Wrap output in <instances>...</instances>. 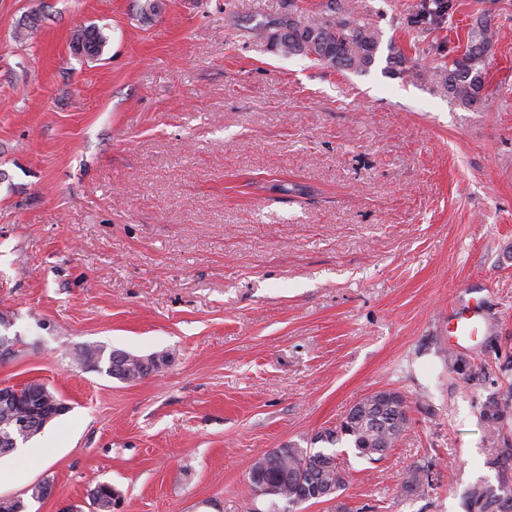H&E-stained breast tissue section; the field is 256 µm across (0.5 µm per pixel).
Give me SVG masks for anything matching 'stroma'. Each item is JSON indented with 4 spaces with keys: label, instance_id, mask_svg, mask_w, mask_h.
<instances>
[{
    "label": "stroma",
    "instance_id": "35a3bbf8",
    "mask_svg": "<svg viewBox=\"0 0 512 512\" xmlns=\"http://www.w3.org/2000/svg\"><path fill=\"white\" fill-rule=\"evenodd\" d=\"M328 2L0 0V335L22 340L0 384L69 406L0 498L89 512L104 482L119 512H270L251 459L377 390L405 397L404 435L373 463L336 445L345 489L295 512H464L489 476L482 411L512 393V0H452L431 29L420 0H355L380 34L363 73L255 32ZM484 12L493 103L466 109L430 74ZM87 26L100 56L71 48ZM471 291L490 329L449 351ZM86 344L172 362L125 383ZM413 467L429 481L399 497Z\"/></svg>",
    "mask_w": 512,
    "mask_h": 512
}]
</instances>
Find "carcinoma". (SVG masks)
Masks as SVG:
<instances>
[{"instance_id":"obj_1","label":"carcinoma","mask_w":512,"mask_h":512,"mask_svg":"<svg viewBox=\"0 0 512 512\" xmlns=\"http://www.w3.org/2000/svg\"><path fill=\"white\" fill-rule=\"evenodd\" d=\"M452 9L451 0H423L412 23L433 25ZM328 16L296 19L287 17L280 28L286 33L275 41L274 33L266 35L267 45L283 55H300L339 71H366L373 65L380 44L379 32L365 19L355 14L348 2L330 0ZM83 40L86 53L98 55L106 44L100 29L85 27L76 33ZM494 38L488 22L481 20L468 35L465 51L434 67L433 79L443 92L464 108L482 109L490 105L492 95L486 90L485 68L487 53ZM90 355L94 367L105 370L112 378L126 382L143 379L171 363L168 352L147 356L134 355L122 349L106 350L100 345H84L77 351L82 358ZM508 404L494 405L484 410L482 417L492 440L486 452V466L495 471V480L479 478L464 492L465 512H512V447L499 446L501 421ZM40 405L34 397H26L15 405L0 406V436L19 439L13 420L20 415L35 416ZM393 407L369 395L358 401L347 413L345 422L320 435L329 445L342 442L354 448L356 455L369 461L383 458L394 447L408 424V418H391ZM249 475L254 483L264 484L267 495L285 503L297 497L307 486L331 499L345 486L346 472L336 461V454L321 448L288 446L264 452L254 458ZM425 482V473L418 467L408 470L400 483L401 496H414ZM96 494L89 498L93 512H112L110 505L119 500L112 485L94 486Z\"/></svg>"}]
</instances>
